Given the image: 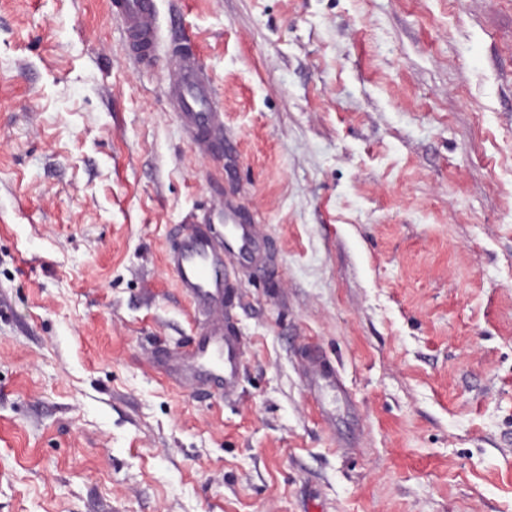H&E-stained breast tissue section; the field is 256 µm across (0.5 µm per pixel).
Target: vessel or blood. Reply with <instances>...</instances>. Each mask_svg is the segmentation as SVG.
I'll use <instances>...</instances> for the list:
<instances>
[{
	"label": "vessel or blood",
	"mask_w": 512,
	"mask_h": 512,
	"mask_svg": "<svg viewBox=\"0 0 512 512\" xmlns=\"http://www.w3.org/2000/svg\"><path fill=\"white\" fill-rule=\"evenodd\" d=\"M112 10L129 44L130 57L144 69H153L160 49H167L171 66L168 94L181 125L201 152L224 149V116L216 103V89L200 70L191 38L162 45V25L157 0H112ZM223 225L193 224L168 257L177 285L195 305L208 314L224 309V269L231 262L251 261L263 239L251 224L237 223L224 212ZM243 343L240 336L213 323L199 336L175 372L188 384L209 383L233 394L240 378Z\"/></svg>",
	"instance_id": "b4317fda"
}]
</instances>
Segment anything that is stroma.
<instances>
[{
    "mask_svg": "<svg viewBox=\"0 0 512 512\" xmlns=\"http://www.w3.org/2000/svg\"><path fill=\"white\" fill-rule=\"evenodd\" d=\"M158 5L222 154L112 0H0V512H512V0ZM226 203L231 397L165 371ZM168 94L176 117L203 153L224 150V116L216 103V89L201 73L189 35L168 48ZM224 224L193 223L167 261L176 273L177 285L195 305L208 314L224 309V269L229 262H249L261 249L263 239L254 224L239 221L226 210ZM223 228V236L219 230Z\"/></svg>",
    "mask_w": 512,
    "mask_h": 512,
    "instance_id": "1",
    "label": "stroma"
}]
</instances>
